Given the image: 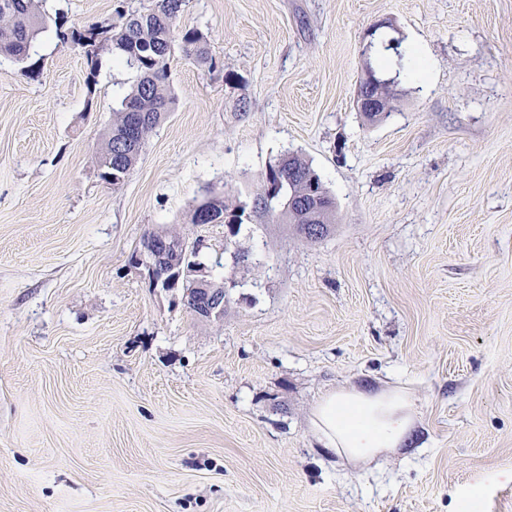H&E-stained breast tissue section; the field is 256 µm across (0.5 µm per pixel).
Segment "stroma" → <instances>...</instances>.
<instances>
[{"label":"stroma","instance_id":"1","mask_svg":"<svg viewBox=\"0 0 512 512\" xmlns=\"http://www.w3.org/2000/svg\"><path fill=\"white\" fill-rule=\"evenodd\" d=\"M181 24L217 67L174 51L177 101L118 189L96 161L135 72L106 52L87 86L51 28L38 78L0 58V512H512V0H189ZM371 28L417 58L373 125ZM290 153L335 199L328 236L186 223ZM166 229L201 242L222 320L153 285ZM363 383L409 394L411 453L348 461L313 433ZM402 95V91L396 84L379 78L368 64L365 65L364 78L359 83L355 103L358 112L369 113L367 115L371 118L380 117L387 112L384 117L387 118L395 110L394 104L401 99Z\"/></svg>","mask_w":512,"mask_h":512}]
</instances>
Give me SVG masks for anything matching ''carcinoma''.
I'll use <instances>...</instances> for the list:
<instances>
[{
    "mask_svg": "<svg viewBox=\"0 0 512 512\" xmlns=\"http://www.w3.org/2000/svg\"><path fill=\"white\" fill-rule=\"evenodd\" d=\"M42 0H0V56L13 59L21 65V72L29 78L40 75L41 62L32 60L40 35L48 29L46 15L40 10ZM188 0H154V5L145 11H134L120 15V22L107 19L87 26H65L63 18L54 19L56 34L84 50L89 66L88 84H93L100 65V52L110 45L119 61L138 73V80L121 102V107L112 111V123L107 128L102 153L98 157L99 177L108 185L125 183L139 159L148 134L159 125L169 112L171 103L169 83V60L175 43H180L183 53L190 59L216 67L209 55L203 34L193 28H179V21ZM146 112L150 119L131 127L132 115ZM131 144H126V141ZM313 176L317 183L322 179L313 166L295 155L282 158L269 167L265 184L277 195L288 199V178ZM214 212L219 223L228 228L230 236L238 235L246 206L230 205L224 193L207 188L200 201L192 206L190 223L202 224L201 211ZM254 212L263 213L289 224H296L297 217L285 207L267 210L259 202L252 204ZM201 249L183 245L178 252L176 264L189 270L201 264Z\"/></svg>",
    "mask_w": 512,
    "mask_h": 512,
    "instance_id": "cac0c4a2",
    "label": "carcinoma"
}]
</instances>
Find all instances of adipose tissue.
<instances>
[{"label":"adipose tissue","instance_id":"obj_1","mask_svg":"<svg viewBox=\"0 0 512 512\" xmlns=\"http://www.w3.org/2000/svg\"><path fill=\"white\" fill-rule=\"evenodd\" d=\"M416 410L399 388L348 387L325 394L310 426L325 447L349 461H365L410 443Z\"/></svg>","mask_w":512,"mask_h":512}]
</instances>
